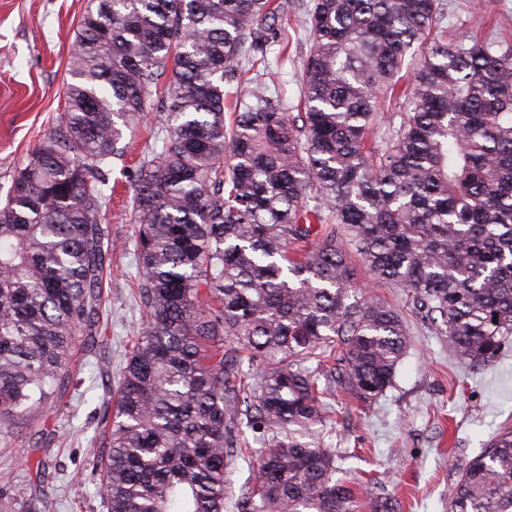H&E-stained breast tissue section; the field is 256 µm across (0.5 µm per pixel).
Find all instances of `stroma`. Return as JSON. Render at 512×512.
I'll use <instances>...</instances> for the list:
<instances>
[{
	"mask_svg": "<svg viewBox=\"0 0 512 512\" xmlns=\"http://www.w3.org/2000/svg\"><path fill=\"white\" fill-rule=\"evenodd\" d=\"M88 0H0V199L15 167L64 111L63 92L75 31ZM449 41L472 34L512 39V0H441ZM167 118L160 102L133 131L125 133L123 155L113 159L112 202L104 215L112 231V270L103 280L112 319L103 353L80 351L73 358V384L58 396L55 425L66 435L51 447L49 478L26 479L25 450L42 426L33 411L0 422V477L9 479L18 501L45 495L55 512H103L96 466L101 404L114 391L137 339L141 311L134 298V187L123 171L141 156L166 145ZM367 295L402 316L410 349L396 383L371 405L337 408L319 440L340 457L339 479L354 487L360 502L388 498L394 512H448V498L464 465L492 435L512 427V351L478 366L462 363L417 317L404 289L360 273Z\"/></svg>",
	"mask_w": 512,
	"mask_h": 512,
	"instance_id": "1",
	"label": "stroma"
}]
</instances>
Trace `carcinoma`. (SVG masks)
<instances>
[{"mask_svg":"<svg viewBox=\"0 0 512 512\" xmlns=\"http://www.w3.org/2000/svg\"><path fill=\"white\" fill-rule=\"evenodd\" d=\"M311 2L293 116L286 0H89L61 122L0 205V420L48 416L74 350L108 328L106 166L164 102L169 146L127 175L143 315L98 420L107 512H224L243 425L262 451L237 512H358L315 427L333 387L383 396L409 342L353 288L345 234L463 362L512 341V46L448 41L439 0ZM397 91L409 112L373 145ZM47 436L27 450L36 484ZM0 512L53 502L17 511L4 481ZM448 512H512V428L465 464Z\"/></svg>","mask_w":512,"mask_h":512,"instance_id":"carcinoma-1","label":"carcinoma"}]
</instances>
